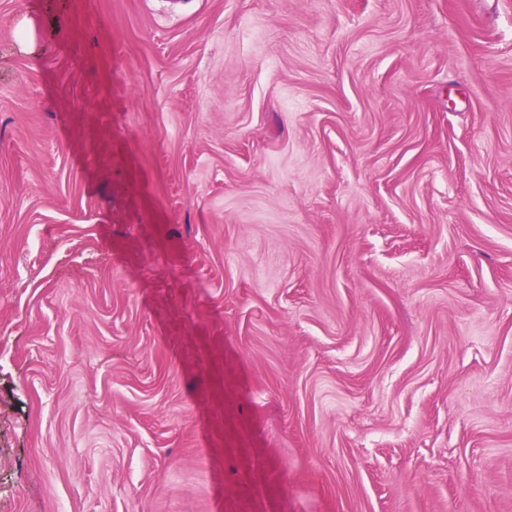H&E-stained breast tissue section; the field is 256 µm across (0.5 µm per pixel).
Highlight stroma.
<instances>
[{
    "label": "stroma",
    "instance_id": "35a3bbf8",
    "mask_svg": "<svg viewBox=\"0 0 512 512\" xmlns=\"http://www.w3.org/2000/svg\"><path fill=\"white\" fill-rule=\"evenodd\" d=\"M0 512H512V0H0Z\"/></svg>",
    "mask_w": 512,
    "mask_h": 512
}]
</instances>
